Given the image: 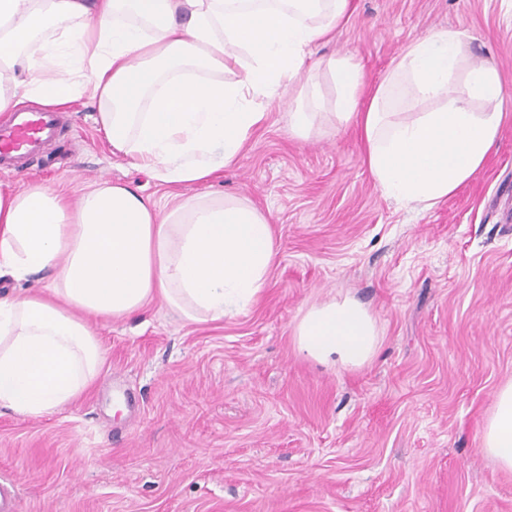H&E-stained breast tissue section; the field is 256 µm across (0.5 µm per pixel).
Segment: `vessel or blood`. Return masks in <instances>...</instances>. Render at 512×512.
Here are the masks:
<instances>
[{
	"instance_id": "obj_1",
	"label": "vessel or blood",
	"mask_w": 512,
	"mask_h": 512,
	"mask_svg": "<svg viewBox=\"0 0 512 512\" xmlns=\"http://www.w3.org/2000/svg\"><path fill=\"white\" fill-rule=\"evenodd\" d=\"M60 121L53 112L20 111L0 123V168L30 164L43 146L55 140Z\"/></svg>"
}]
</instances>
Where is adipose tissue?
I'll list each match as a JSON object with an SVG mask.
<instances>
[{
    "label": "adipose tissue",
    "instance_id": "ef3b65f1",
    "mask_svg": "<svg viewBox=\"0 0 512 512\" xmlns=\"http://www.w3.org/2000/svg\"><path fill=\"white\" fill-rule=\"evenodd\" d=\"M351 14L352 0H0V112L90 95L113 154L159 183L203 184L266 123L264 100L297 87L291 131L325 116L358 124L383 193L434 207L497 145V70L452 28L414 39L370 88L354 56L310 64ZM276 254L268 216L240 197L203 192L163 209L109 181L75 201L0 187V276L52 275L48 294L0 297V408L41 417L96 380L105 350L86 316L122 319L159 297L181 319L220 321L259 301ZM294 336L300 355L340 369L380 345L376 319L351 297L310 306ZM480 448L512 472V379Z\"/></svg>",
    "mask_w": 512,
    "mask_h": 512
}]
</instances>
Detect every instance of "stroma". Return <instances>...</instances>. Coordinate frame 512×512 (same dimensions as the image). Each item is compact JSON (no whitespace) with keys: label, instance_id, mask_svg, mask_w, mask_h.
Wrapping results in <instances>:
<instances>
[{"label":"stroma","instance_id":"35a3bbf8","mask_svg":"<svg viewBox=\"0 0 512 512\" xmlns=\"http://www.w3.org/2000/svg\"><path fill=\"white\" fill-rule=\"evenodd\" d=\"M319 58L354 54L375 84L413 39L448 28L499 71L504 114L481 171L437 206L384 196L358 126L301 137L293 95L208 191L266 213L278 253L260 302L206 323L154 299L91 319L105 351L91 388L51 414L0 409V483L19 512H512V473L480 449L512 377V0H353ZM81 97L30 170L0 184L64 191L109 179L161 206L168 186L112 152ZM352 296L381 344L339 371L298 354L313 304Z\"/></svg>","mask_w":512,"mask_h":512}]
</instances>
